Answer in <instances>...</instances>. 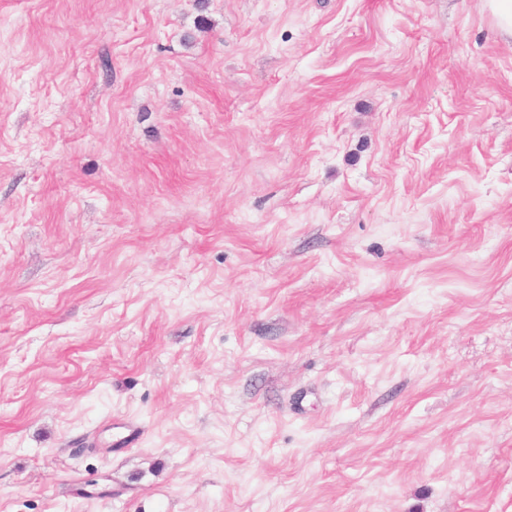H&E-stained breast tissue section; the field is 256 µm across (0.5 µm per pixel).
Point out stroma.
I'll list each match as a JSON object with an SVG mask.
<instances>
[{
    "mask_svg": "<svg viewBox=\"0 0 512 512\" xmlns=\"http://www.w3.org/2000/svg\"><path fill=\"white\" fill-rule=\"evenodd\" d=\"M0 512H512L486 0H0Z\"/></svg>",
    "mask_w": 512,
    "mask_h": 512,
    "instance_id": "1",
    "label": "stroma"
}]
</instances>
